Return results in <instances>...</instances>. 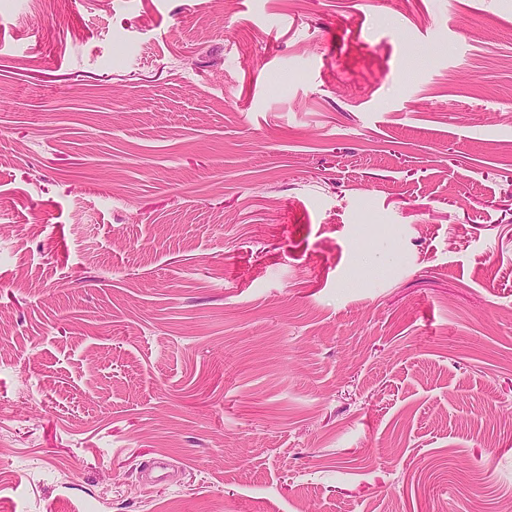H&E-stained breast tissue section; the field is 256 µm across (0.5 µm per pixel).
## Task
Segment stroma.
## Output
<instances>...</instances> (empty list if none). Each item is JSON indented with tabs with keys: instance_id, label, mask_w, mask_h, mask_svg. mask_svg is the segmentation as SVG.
Here are the masks:
<instances>
[{
	"instance_id": "1",
	"label": "stroma",
	"mask_w": 512,
	"mask_h": 512,
	"mask_svg": "<svg viewBox=\"0 0 512 512\" xmlns=\"http://www.w3.org/2000/svg\"><path fill=\"white\" fill-rule=\"evenodd\" d=\"M512 0H0V512H506Z\"/></svg>"
}]
</instances>
